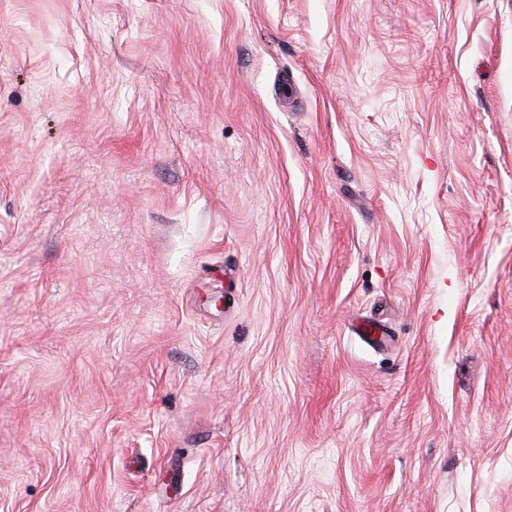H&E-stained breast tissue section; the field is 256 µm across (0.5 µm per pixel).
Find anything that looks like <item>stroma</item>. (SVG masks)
Here are the masks:
<instances>
[{
	"instance_id": "35a3bbf8",
	"label": "stroma",
	"mask_w": 512,
	"mask_h": 512,
	"mask_svg": "<svg viewBox=\"0 0 512 512\" xmlns=\"http://www.w3.org/2000/svg\"><path fill=\"white\" fill-rule=\"evenodd\" d=\"M0 512H512V0H0Z\"/></svg>"
}]
</instances>
